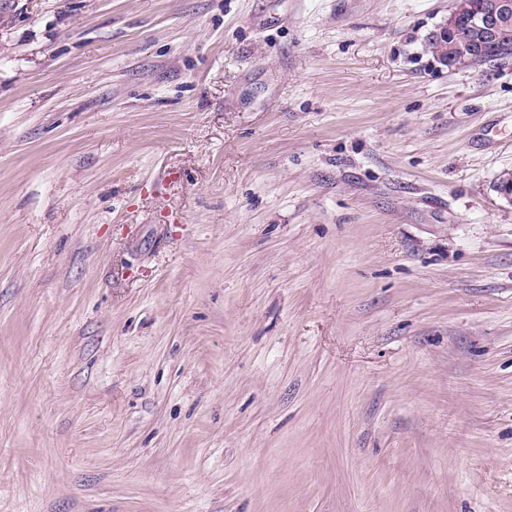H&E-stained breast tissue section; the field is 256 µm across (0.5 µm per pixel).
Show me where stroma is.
I'll list each match as a JSON object with an SVG mask.
<instances>
[{"mask_svg":"<svg viewBox=\"0 0 512 512\" xmlns=\"http://www.w3.org/2000/svg\"><path fill=\"white\" fill-rule=\"evenodd\" d=\"M452 0H0V512H512V61ZM459 1V16L456 23L454 13L448 14V22L433 33L431 40L443 47V51L460 54L462 50H471L474 54L471 65L491 61L506 63L512 59V0H482L477 11H470L472 27L480 32H494L508 23L501 35L489 33L479 35L468 24V11L465 8L470 1ZM456 26V27H455ZM455 27L452 39L448 33Z\"/></svg>","mask_w":512,"mask_h":512,"instance_id":"stroma-1","label":"stroma"}]
</instances>
